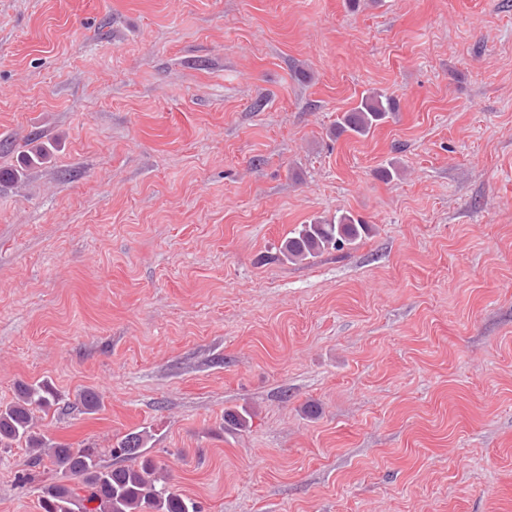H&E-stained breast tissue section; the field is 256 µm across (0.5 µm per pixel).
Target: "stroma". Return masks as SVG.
<instances>
[{
	"label": "stroma",
	"mask_w": 512,
	"mask_h": 512,
	"mask_svg": "<svg viewBox=\"0 0 512 512\" xmlns=\"http://www.w3.org/2000/svg\"><path fill=\"white\" fill-rule=\"evenodd\" d=\"M372 90L397 112L333 136ZM1 170L0 402L51 383L38 433L118 466L150 431L201 512H512V0H0ZM346 211L372 234L278 258ZM32 460L0 512L68 483Z\"/></svg>",
	"instance_id": "stroma-1"
}]
</instances>
